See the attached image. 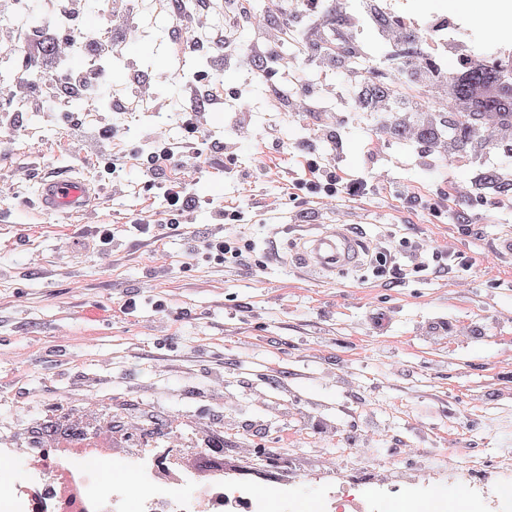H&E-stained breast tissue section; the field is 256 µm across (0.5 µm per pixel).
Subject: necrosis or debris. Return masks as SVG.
Listing matches in <instances>:
<instances>
[{
    "label": "necrosis or debris",
    "mask_w": 512,
    "mask_h": 512,
    "mask_svg": "<svg viewBox=\"0 0 512 512\" xmlns=\"http://www.w3.org/2000/svg\"><path fill=\"white\" fill-rule=\"evenodd\" d=\"M181 454V441L171 436L126 456L136 482L148 490L139 502L138 512H289L287 485L277 484L274 498L260 499L253 496L250 482L243 477L224 474L220 469H180ZM108 461V456L90 448L77 455L51 456L44 465H29L23 482L0 497V512H63L64 500L56 484L57 475L62 473L77 479L84 502L82 512H127L125 486L110 483L105 477ZM347 462V457L340 455L322 463L329 480L323 488V512H379L382 501L399 491H410L418 498L426 494L427 485L417 474L400 469L391 471L383 480L346 479ZM438 466L447 470L449 480L466 478V512H512V504L504 501L500 488L502 479L512 476V448L500 450L498 466L490 474L486 473L483 460L465 457L459 448L447 449ZM165 467L175 469V479L184 487V494H150V486L157 483Z\"/></svg>",
    "instance_id": "4bbe7bcc"
}]
</instances>
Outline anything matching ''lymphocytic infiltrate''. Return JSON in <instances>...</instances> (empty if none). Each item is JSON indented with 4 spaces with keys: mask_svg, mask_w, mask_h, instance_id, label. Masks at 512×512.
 Masks as SVG:
<instances>
[{
    "mask_svg": "<svg viewBox=\"0 0 512 512\" xmlns=\"http://www.w3.org/2000/svg\"><path fill=\"white\" fill-rule=\"evenodd\" d=\"M43 17L40 28L22 33L11 28L0 29V46L11 49L20 62L14 79L0 86V127L9 128L17 105L33 111L51 108L68 116L74 96H81L86 110L99 112L109 108L119 110L126 104L147 101L161 108L155 87L142 79L138 70H130L121 95H114L104 59L121 53L136 29L134 9L128 0H109L110 6L102 28L88 39L98 65L71 67L65 52V34L60 22L74 23L84 13L82 0H31ZM342 15L348 26L341 37L325 34L327 19L308 0H298L294 7L278 4L272 17L254 21L252 14L241 7L240 0H225L224 29L214 32L210 6L198 0L189 15L175 13L181 36L176 49L182 54L206 57L218 52L236 51L235 36L243 29L254 32L250 48L252 61L260 66L261 75H271V61L285 37L303 36L308 47L307 60L317 68L336 71L342 56L360 58L363 49L358 37L366 26H376L383 41L400 45L405 41L406 26L384 16L378 0H355L342 5ZM455 54L461 70L468 74V92L462 102L471 113L476 126L468 137L472 146L470 157L473 178L480 185L483 203L497 208H512V195L503 185L512 177L499 154L512 151V91L503 80L506 63L494 62L469 54L461 45L436 38L423 41L418 52L389 59L374 80L363 81L350 77L349 87L358 109L373 114H392L389 130L393 134L422 145L421 159L431 168L454 165L457 160L454 144L458 139L440 107L432 105L425 94L428 87L443 82L444 76L437 63L438 57ZM179 90L189 103L183 125L187 137L181 146L168 141H153L152 150L143 163L151 175L153 188L162 190L164 203L170 214L168 230L179 231L178 218L195 208L194 193L182 183L171 180V170L183 157L197 153L201 132L197 118L200 113L223 105L224 85L213 80L208 71H198L193 81L180 84ZM271 91L279 104L290 112L320 115L315 137L329 143L336 140V121L329 114L322 91L311 89L293 92L275 83ZM494 130V138H486V130ZM309 177L303 187L307 193L327 198H362L373 187L369 174L343 177L327 147L314 152L307 161ZM189 256L198 255L235 265L248 264L250 245L228 235L190 236L185 240ZM147 430L139 416H129L121 425L114 424L110 415L100 406L88 403L69 408L62 420L45 417L43 428L37 434L25 430L0 438V446L12 454L26 456L34 448H95L101 452L115 449L130 450L135 437ZM193 435L198 453L185 459L186 465L200 470L219 469L224 465V431L206 422L198 423Z\"/></svg>",
    "mask_w": 512,
    "mask_h": 512,
    "instance_id": "1",
    "label": "lymphocytic infiltrate"
}]
</instances>
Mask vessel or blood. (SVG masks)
Returning a JSON list of instances; mask_svg holds the SVG:
<instances>
[{
  "label": "vessel or blood",
  "mask_w": 512,
  "mask_h": 512,
  "mask_svg": "<svg viewBox=\"0 0 512 512\" xmlns=\"http://www.w3.org/2000/svg\"><path fill=\"white\" fill-rule=\"evenodd\" d=\"M34 198L45 215L61 222L87 211L90 190L71 173L57 172L39 182ZM365 246L350 227H339L303 238L294 262L305 276L316 280L355 266Z\"/></svg>",
  "instance_id": "1"
}]
</instances>
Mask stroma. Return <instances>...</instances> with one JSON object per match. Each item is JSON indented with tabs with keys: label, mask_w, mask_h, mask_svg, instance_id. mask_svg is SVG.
Masks as SVG:
<instances>
[{
	"label": "stroma",
	"mask_w": 512,
	"mask_h": 512,
	"mask_svg": "<svg viewBox=\"0 0 512 512\" xmlns=\"http://www.w3.org/2000/svg\"><path fill=\"white\" fill-rule=\"evenodd\" d=\"M423 13L463 19L474 38L503 39L500 0H411ZM143 36L111 69L121 89L128 63L145 80L157 68L177 72L182 60L169 47L173 20L159 0H138ZM253 40L243 31L240 60L200 58L198 69L224 74L223 109L207 113L199 147L171 172L200 199L188 215V234L217 229L219 211L238 212L228 230L250 240V267L191 259L180 237L158 243L137 229L140 219L167 221L161 197L141 167L156 129L151 112L110 115L122 140L109 160L130 174L122 193L104 187L103 166L69 141L53 112L15 113L0 138V432L39 423L46 405L94 395L114 418L132 413L224 427L225 470L250 469L242 448H268L288 433L278 481L295 485L299 505L319 503L320 462L343 448L368 455L351 462L369 477L381 463L410 469L408 447L440 453L456 443L473 456L512 448V254L499 243L512 237V209L470 202V223L457 222V204L438 214L404 201L466 181L469 168L429 170L383 120L362 114L345 94L348 69L323 73L289 46L281 54L298 88H325L339 106L336 129L346 174L372 172L375 188L359 200L299 198L307 177L303 141L314 121L285 111L254 78L246 58ZM246 101L251 138L240 139L229 110ZM278 126L277 146L261 135ZM35 140H27L29 128ZM238 141L232 159L215 149ZM28 177L17 180L16 171ZM69 171L97 190L96 223L81 216L58 223L35 208L40 177ZM356 225L374 250H390L399 278L369 264L328 281L303 276L292 260L293 241L319 223ZM111 225L112 251L98 259L90 234ZM40 254L31 265V254ZM137 295L136 312L121 304ZM168 300L156 312L151 299Z\"/></svg>",
	"instance_id": "35a3bbf8"
}]
</instances>
